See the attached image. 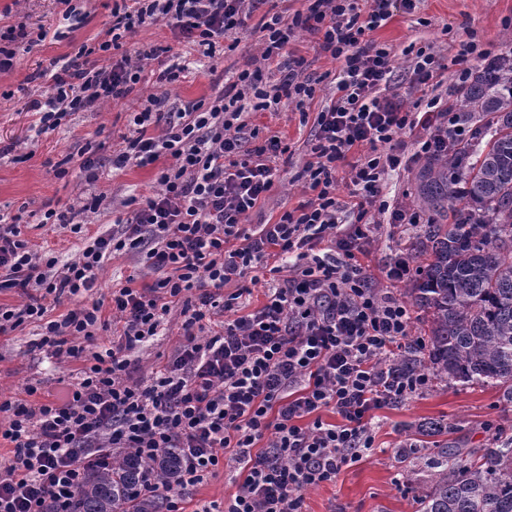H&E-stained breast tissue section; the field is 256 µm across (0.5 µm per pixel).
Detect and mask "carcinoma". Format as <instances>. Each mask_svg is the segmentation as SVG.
Instances as JSON below:
<instances>
[{
  "label": "carcinoma",
  "mask_w": 512,
  "mask_h": 512,
  "mask_svg": "<svg viewBox=\"0 0 512 512\" xmlns=\"http://www.w3.org/2000/svg\"><path fill=\"white\" fill-rule=\"evenodd\" d=\"M456 109L470 139L448 144L420 177L422 207L448 223L420 225V258L407 288L425 313L426 364L463 386L493 385L512 403V55L471 70ZM434 485L418 512H512V445L462 463L443 448L430 462ZM172 481L176 454L164 448L148 465ZM139 470L121 460L95 467L78 512H163L164 500L138 493Z\"/></svg>",
  "instance_id": "cac0c4a2"
}]
</instances>
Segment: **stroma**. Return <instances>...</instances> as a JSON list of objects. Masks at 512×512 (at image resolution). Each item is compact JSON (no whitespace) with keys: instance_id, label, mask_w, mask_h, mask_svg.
<instances>
[{"instance_id":"35a3bbf8","label":"stroma","mask_w":512,"mask_h":512,"mask_svg":"<svg viewBox=\"0 0 512 512\" xmlns=\"http://www.w3.org/2000/svg\"><path fill=\"white\" fill-rule=\"evenodd\" d=\"M113 0H0V26L24 27L33 42L19 52L13 66L0 69V215H23L25 236L35 250H52L60 262L77 258L81 240L69 228L43 223L48 209L78 204L84 191L104 193L111 208L89 215L88 230L113 228L117 219L131 216L125 200L131 196L157 191L159 168L170 164V157L144 167L130 166L102 175L88 184L82 168V151L91 144L118 146L130 134V112L138 109V94L126 99L77 112L54 129H42L37 114L30 112V101L45 100L51 93L54 64L69 59L82 44L103 38L110 20ZM75 7L78 19L64 20L66 7ZM259 6L238 35V44L225 48L223 54L209 59L179 43L164 24L145 27L133 36L136 46L169 47V59L188 62L189 68L179 81L167 87L170 109L181 104L210 99L231 84L244 69L258 66L261 33L258 24L266 13ZM475 38L491 54L500 53L506 38H512V0H421L415 11L395 12L383 27L370 32L369 38L389 47L394 55L390 90L414 103L418 91L410 85V65L415 51L431 49L447 57L449 45ZM288 49L304 57L306 73L316 78L315 98L308 112L309 121H301L294 106H282L277 114L251 115L257 127L280 132L293 152L281 165L279 181L260 209L247 219V229L283 211L293 209L306 195L298 175L310 160L314 138L313 114L334 94L329 73L337 64L320 51L316 35L296 32ZM373 234L360 261L368 266L378 287L388 288L399 298H406V283H388L384 269L396 254L407 252L414 236L411 226L393 227L385 214H375ZM133 279L135 287L153 283L157 275L127 255L112 258L102 272L94 293L110 299L113 286ZM179 313H172L163 336L146 343L135 355L138 375L147 377L166 363L181 341ZM41 332L39 323H24L21 330L0 335V397H20L27 385L38 384L43 390L55 389L59 380L74 372V364H55L30 348ZM374 446L362 458L342 469L336 481L308 488L305 504L308 512H416V497L432 486V471L424 463L401 455L403 445L422 439L430 452L440 448L459 449L464 459L492 447L496 438H512V404L501 398L498 388L463 387L446 380H434L432 387L407 402L376 413ZM428 422L447 424L446 433L419 437V425Z\"/></svg>"}]
</instances>
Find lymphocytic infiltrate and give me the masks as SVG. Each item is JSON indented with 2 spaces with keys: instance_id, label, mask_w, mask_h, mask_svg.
<instances>
[{
  "instance_id": "1",
  "label": "lymphocytic infiltrate",
  "mask_w": 512,
  "mask_h": 512,
  "mask_svg": "<svg viewBox=\"0 0 512 512\" xmlns=\"http://www.w3.org/2000/svg\"><path fill=\"white\" fill-rule=\"evenodd\" d=\"M261 2L118 0L104 39L82 46L53 74L51 95L30 108L52 129L73 113L127 98L143 82L146 62L165 52L127 41L157 23L215 58ZM307 2L289 22L276 12L263 16L259 67L242 71L213 100L167 114L165 96L146 97L132 117L134 135L123 137L109 162L122 170L167 155L173 163L160 170L158 191L132 198L133 216L120 229L84 236L78 258L63 264L32 250L21 216L0 225V288L26 298L0 306V334L43 322L33 349L78 365L54 397L36 401L30 385L25 398L0 400V440L12 446L0 455V512H74L92 466L129 456L147 463L165 448L179 451L177 482L149 479L139 492L162 497L167 512H183L186 496L227 458L236 491L224 509L200 512H305L307 488L335 482L372 448L377 410L430 388L426 368L397 363L403 350L425 349L411 333L410 306L377 288L358 256L373 212L396 226L429 223L421 211L385 200L386 180L417 158L444 155L468 129L442 96L416 113L389 93L392 53L365 38L394 11L415 10L417 0H370L365 11L359 0ZM299 29L320 35V49L339 62L335 95L315 117L312 159L300 174L308 200L250 233L243 223L273 191L289 147L276 135L260 138L248 116L279 112L285 102L305 111L316 91L303 59L284 58ZM98 55L112 64L97 67ZM489 59L472 38L445 60L421 49L411 82L432 86L451 68L462 83ZM364 145L369 153L349 163L355 203L348 208L336 196V169ZM120 252L140 256L158 277L143 288L113 289L121 331L97 350L95 336L109 323L92 290ZM264 273L278 278L265 302L227 318ZM231 283L237 289L229 294ZM51 302L70 308L49 321ZM175 309L182 342L163 369L134 377L133 354L161 334ZM326 409L337 423L322 420Z\"/></svg>"
}]
</instances>
